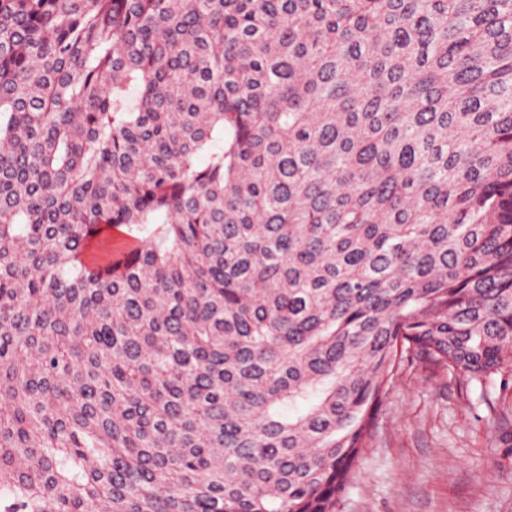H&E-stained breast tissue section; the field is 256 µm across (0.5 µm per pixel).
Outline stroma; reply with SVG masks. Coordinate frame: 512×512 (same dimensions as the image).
Masks as SVG:
<instances>
[{"mask_svg":"<svg viewBox=\"0 0 512 512\" xmlns=\"http://www.w3.org/2000/svg\"><path fill=\"white\" fill-rule=\"evenodd\" d=\"M337 512H512V389L405 368Z\"/></svg>","mask_w":512,"mask_h":512,"instance_id":"1","label":"stroma"}]
</instances>
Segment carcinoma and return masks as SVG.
Wrapping results in <instances>:
<instances>
[{"instance_id":"cac0c4a2","label":"carcinoma","mask_w":512,"mask_h":512,"mask_svg":"<svg viewBox=\"0 0 512 512\" xmlns=\"http://www.w3.org/2000/svg\"><path fill=\"white\" fill-rule=\"evenodd\" d=\"M414 364L512 368V0H0V512H336Z\"/></svg>"}]
</instances>
